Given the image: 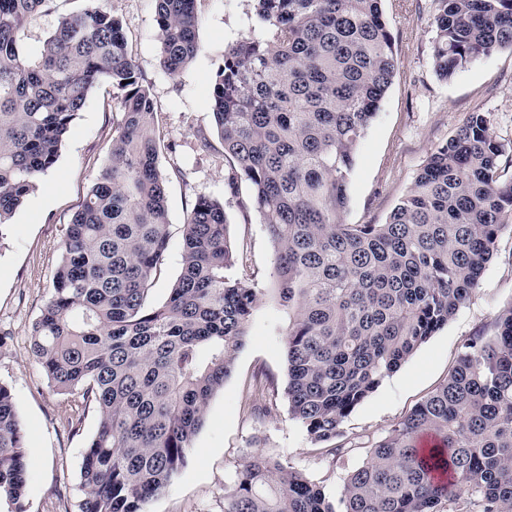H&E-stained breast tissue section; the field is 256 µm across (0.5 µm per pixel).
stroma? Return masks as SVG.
<instances>
[{
    "label": "stroma",
    "mask_w": 512,
    "mask_h": 512,
    "mask_svg": "<svg viewBox=\"0 0 512 512\" xmlns=\"http://www.w3.org/2000/svg\"><path fill=\"white\" fill-rule=\"evenodd\" d=\"M86 0H52L31 24L24 52L39 53L58 20ZM122 18L129 52L156 103L158 123L172 147L161 153L168 177L169 243L147 298H168L181 272L186 211L197 197L220 200L231 239L246 258L245 272L258 290L246 342L231 376L210 399L206 422L194 438L187 464L146 512H223L224 492L240 464L262 452L281 456L338 498L346 476L363 466L369 450L447 378L463 344L490 333L512 307V231H503L479 288L442 329L410 355L348 415L338 438L344 451L326 455L288 412L283 329L286 317L270 277L273 244L256 211L242 212L248 186L231 194L224 184V150L213 131L212 84L225 47L251 26L248 0H197L196 57L178 74L159 65L154 0H107ZM398 73L362 138L348 184V224L385 223L430 153L454 135L467 113H487L496 139L512 148V47L472 61L448 81L432 67L431 0H383ZM116 116L112 89H93L71 123L58 160L14 213L0 242V383L8 385L26 433V512H78L80 469L88 438L98 425L95 408L73 416L35 364L29 343L54 272L61 231L96 180L112 141ZM211 143L199 147V135ZM267 408L256 416V408Z\"/></svg>",
    "instance_id": "35a3bbf8"
}]
</instances>
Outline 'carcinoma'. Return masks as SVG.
Listing matches in <instances>:
<instances>
[{
    "label": "carcinoma",
    "mask_w": 512,
    "mask_h": 512,
    "mask_svg": "<svg viewBox=\"0 0 512 512\" xmlns=\"http://www.w3.org/2000/svg\"><path fill=\"white\" fill-rule=\"evenodd\" d=\"M51 0H0V240L57 162L90 92L110 85L119 119L99 177L59 241L30 353L73 413L92 405L79 512H145L186 465L212 395L244 346L257 289L230 274L224 205L186 210L182 269L146 303L168 246L172 148L122 19L101 0L63 18L34 57L29 26ZM255 25L224 49L212 118L233 194L251 188L275 244L292 418L334 456L352 410L479 287L512 226L505 147L470 112L431 153L383 224L343 222L361 139L396 76L382 0H251ZM196 0H155L161 67L199 50ZM432 64L448 80L512 47V0H436ZM27 447L0 383V503L24 512ZM224 512H512V307L463 346L446 380L370 448L338 503L279 457L238 468Z\"/></svg>",
    "instance_id": "cac0c4a2"
}]
</instances>
